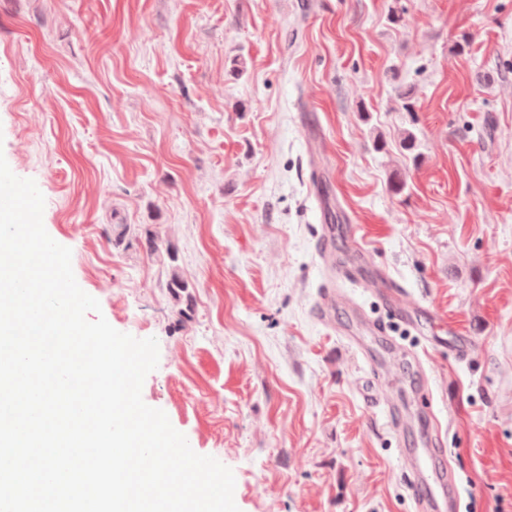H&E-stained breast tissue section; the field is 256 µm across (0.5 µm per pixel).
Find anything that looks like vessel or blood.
<instances>
[{
  "label": "vessel or blood",
  "instance_id": "b4317fda",
  "mask_svg": "<svg viewBox=\"0 0 512 512\" xmlns=\"http://www.w3.org/2000/svg\"><path fill=\"white\" fill-rule=\"evenodd\" d=\"M319 253L333 265L335 281L320 294L316 312L322 322H331L337 309H349L352 327L347 339L369 368H377L383 357L379 348H391L388 338L381 336L375 322L361 305L343 292V285L369 286L399 319H408L414 304L405 302L400 290L383 271L372 269L368 252L351 244L344 258L336 256V232L326 229L320 239ZM441 426L433 414H426L419 447L402 449L400 456L407 476L409 496L418 512H456L455 479L446 457L438 449Z\"/></svg>",
  "mask_w": 512,
  "mask_h": 512
}]
</instances>
